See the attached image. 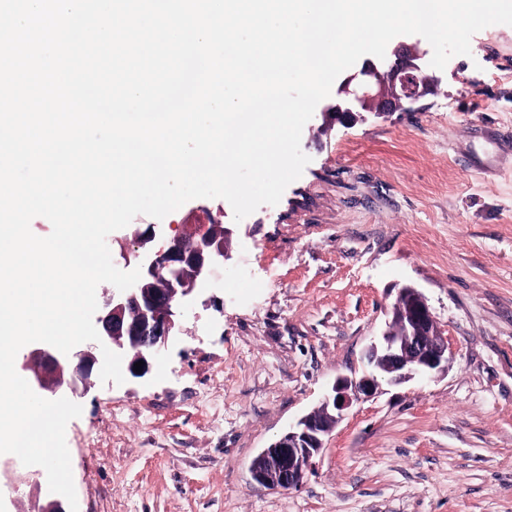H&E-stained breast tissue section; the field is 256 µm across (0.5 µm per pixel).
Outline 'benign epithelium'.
Instances as JSON below:
<instances>
[{"label": "benign epithelium", "mask_w": 512, "mask_h": 512, "mask_svg": "<svg viewBox=\"0 0 512 512\" xmlns=\"http://www.w3.org/2000/svg\"><path fill=\"white\" fill-rule=\"evenodd\" d=\"M426 55L400 42L384 59L364 61L343 80L336 103L323 108V124L353 122L364 112H393L430 94L434 80L427 73ZM215 228L211 213L199 211L194 223L178 225L162 247L137 255L141 278L133 287L107 295L97 317L100 337L128 360L133 376H138L136 362L143 361L141 374H146L150 361L175 340L178 318L210 291L215 268L230 259L233 230L227 224L221 233ZM391 314L388 329L368 350L375 371L358 379H337L331 394L261 450L266 465L251 467L254 482L271 489L297 487L344 411L352 402L375 395L382 378L402 383L448 371L452 351L423 294L409 286L400 289ZM102 360L96 342L75 347L67 355L35 342L23 347L17 370L38 395L53 400L75 392L80 384L88 387ZM41 478L40 470L20 469L13 459L0 460V498L22 484L40 491Z\"/></svg>", "instance_id": "7a95c632"}]
</instances>
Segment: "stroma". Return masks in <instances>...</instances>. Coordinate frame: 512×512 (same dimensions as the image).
Segmentation results:
<instances>
[{"label":"stroma","instance_id":"35a3bbf8","mask_svg":"<svg viewBox=\"0 0 512 512\" xmlns=\"http://www.w3.org/2000/svg\"><path fill=\"white\" fill-rule=\"evenodd\" d=\"M433 92L351 124H305L310 162L235 222L217 295L141 377L95 381L66 428L79 512H512V26L429 68ZM448 338L446 374L382 383L346 411L301 486L258 452L368 371L403 286Z\"/></svg>","mask_w":512,"mask_h":512}]
</instances>
